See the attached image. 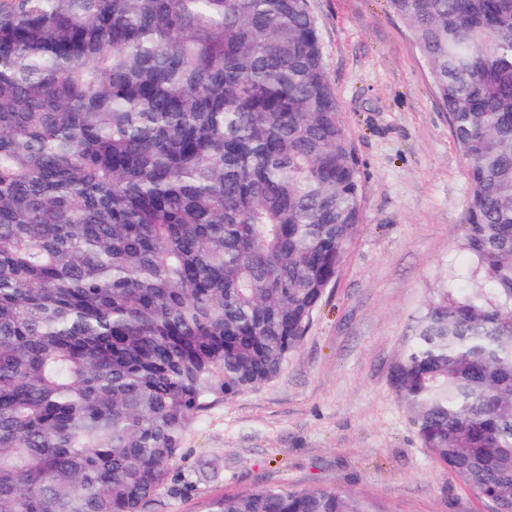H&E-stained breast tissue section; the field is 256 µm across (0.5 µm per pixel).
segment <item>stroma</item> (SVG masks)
Returning a JSON list of instances; mask_svg holds the SVG:
<instances>
[{"mask_svg":"<svg viewBox=\"0 0 512 512\" xmlns=\"http://www.w3.org/2000/svg\"><path fill=\"white\" fill-rule=\"evenodd\" d=\"M362 171L355 245L281 373L195 417L164 512L244 490L318 485L385 512H489L424 448L392 369L459 248L466 161L427 66L386 0H307Z\"/></svg>","mask_w":512,"mask_h":512,"instance_id":"stroma-1","label":"stroma"}]
</instances>
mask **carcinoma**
<instances>
[{
    "label": "carcinoma",
    "mask_w": 512,
    "mask_h": 512,
    "mask_svg": "<svg viewBox=\"0 0 512 512\" xmlns=\"http://www.w3.org/2000/svg\"><path fill=\"white\" fill-rule=\"evenodd\" d=\"M467 161L460 248L393 370L512 512V0H387ZM307 0H0V512H162L194 417L276 378L361 230ZM201 512H384L319 486Z\"/></svg>",
    "instance_id": "carcinoma-1"
}]
</instances>
